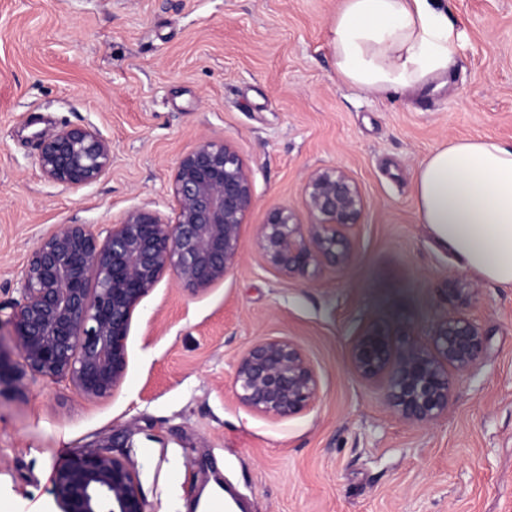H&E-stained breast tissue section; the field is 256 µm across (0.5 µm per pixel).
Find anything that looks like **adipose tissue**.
<instances>
[{
  "instance_id": "ef3b65f1",
  "label": "adipose tissue",
  "mask_w": 512,
  "mask_h": 512,
  "mask_svg": "<svg viewBox=\"0 0 512 512\" xmlns=\"http://www.w3.org/2000/svg\"><path fill=\"white\" fill-rule=\"evenodd\" d=\"M341 81L369 95L449 84L458 44L441 0H343L330 28ZM421 223L457 263L512 286V146L451 140L415 173Z\"/></svg>"
}]
</instances>
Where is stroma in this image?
Segmentation results:
<instances>
[{
	"mask_svg": "<svg viewBox=\"0 0 512 512\" xmlns=\"http://www.w3.org/2000/svg\"><path fill=\"white\" fill-rule=\"evenodd\" d=\"M445 4L460 41L454 83L414 97L337 77L329 29L342 0H0V315L59 225L103 238L132 207L172 215L176 163L202 139L236 148L255 198L224 281L194 295L168 272L141 299L111 396L15 381L22 360L0 337V512H60L61 449L120 429L150 512H196L213 479L242 512H512V288L457 266L413 193L418 165L448 140L512 143V0ZM65 125L110 141L96 182L42 175L37 136ZM334 166L364 197L357 256L284 276L264 263L256 227L276 207L309 223L306 180ZM455 278L474 285L488 348L454 374L440 421L411 424L351 372L348 342L367 319L426 332ZM265 338L310 359L309 409L275 418L238 401L234 363Z\"/></svg>",
	"mask_w": 512,
	"mask_h": 512,
	"instance_id": "stroma-1",
	"label": "stroma"
}]
</instances>
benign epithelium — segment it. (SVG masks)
Segmentation results:
<instances>
[{
    "label": "benign epithelium",
    "instance_id": "obj_1",
    "mask_svg": "<svg viewBox=\"0 0 512 512\" xmlns=\"http://www.w3.org/2000/svg\"><path fill=\"white\" fill-rule=\"evenodd\" d=\"M38 165L49 180L82 186L112 165V146L97 130L64 127L40 137ZM169 218L147 205L129 209L105 239L87 224H63L42 239L25 265L20 299L7 324L24 369L15 373L66 381L88 400L106 398L127 368L132 312L166 272L190 293H203L239 262L240 230L253 204L251 171L225 141L201 140L175 167ZM311 221L300 224L283 207L257 225L256 245L269 267L288 277L310 269H342L356 249L349 230L364 198L342 167L312 171L303 190ZM473 286L442 288L445 311L423 339L404 324L364 321L347 358L362 381L379 385L400 419L428 424L448 413L452 373L474 369L487 338L469 306ZM233 386L245 407L284 418L310 408L318 396L313 365L296 343L259 340L237 359ZM129 447L116 432L95 439L56 470L61 512H149L136 471L114 448Z\"/></svg>",
    "mask_w": 512,
    "mask_h": 512
}]
</instances>
